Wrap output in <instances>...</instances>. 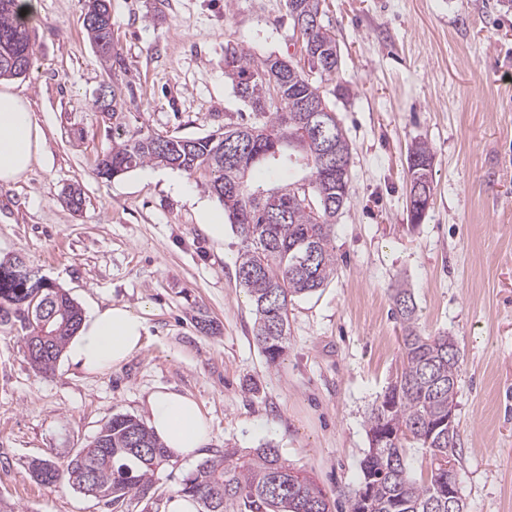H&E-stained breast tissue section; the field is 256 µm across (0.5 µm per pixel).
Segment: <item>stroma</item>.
<instances>
[{
	"label": "stroma",
	"mask_w": 512,
	"mask_h": 512,
	"mask_svg": "<svg viewBox=\"0 0 512 512\" xmlns=\"http://www.w3.org/2000/svg\"><path fill=\"white\" fill-rule=\"evenodd\" d=\"M105 68L83 28L84 0H38L27 23L33 65L14 84L44 130L27 177L0 184V261L19 256L80 309L121 301L148 311L147 345L91 375L60 358L34 370L21 331L0 326V501L16 512H111L36 459L66 460L112 416L146 421L159 387L193 396L211 440L171 460L149 497L123 512H166L180 482L224 447L261 444L348 512L369 449L366 418L401 368L390 294L407 281L422 333L460 352L456 421L466 512H512V10L497 0H322L341 63L322 83L351 149V196L333 234L336 272L288 307V348L270 365L236 276L243 243L200 224L202 175L147 166L106 181L112 130L96 100L131 87L125 122L203 137L259 122L224 77V46L306 68L287 0H111ZM428 143L432 196L408 217V151ZM75 186L80 210L66 202Z\"/></svg>",
	"instance_id": "35a3bbf8"
}]
</instances>
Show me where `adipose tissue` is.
<instances>
[{"mask_svg":"<svg viewBox=\"0 0 512 512\" xmlns=\"http://www.w3.org/2000/svg\"><path fill=\"white\" fill-rule=\"evenodd\" d=\"M43 130L26 96L0 81V184L19 181L36 161ZM147 317L121 302L96 304L83 316L66 353L85 372L117 366L146 344ZM149 426L170 459L197 457L210 440V423L190 395L163 387L147 398Z\"/></svg>","mask_w":512,"mask_h":512,"instance_id":"obj_1","label":"adipose tissue"}]
</instances>
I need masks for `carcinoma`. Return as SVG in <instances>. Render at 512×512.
<instances>
[{
  "instance_id": "cac0c4a2",
  "label": "carcinoma",
  "mask_w": 512,
  "mask_h": 512,
  "mask_svg": "<svg viewBox=\"0 0 512 512\" xmlns=\"http://www.w3.org/2000/svg\"><path fill=\"white\" fill-rule=\"evenodd\" d=\"M322 0H288L292 19L321 17ZM100 4L105 19L86 34L100 57L112 59L109 0ZM306 55L318 60L320 76L331 77L340 66L336 35L323 24L301 30ZM26 24L18 21L16 0H0V79L18 78L8 59L32 60ZM224 76L233 93L265 121L204 137H179L130 129L124 124L126 99L112 89L96 104L112 121V149L98 160L97 177L114 179L138 167L163 165L188 175L211 174L207 187L224 206L243 247L236 274L255 307L254 339L268 362L278 363L288 345V304L322 287L336 270L333 226L349 197V178L336 182L324 166L319 143L306 139L312 106L335 113L321 86L303 70L277 57L254 59L243 47H224ZM326 122V136L336 139V151L350 158L348 141L336 138V122ZM425 142L408 152L410 175L415 162H432ZM305 172L281 186L253 183L252 171L274 174L283 166ZM393 313L402 325V369L375 401L367 415L370 440L363 480L349 500V512H448V459L459 463L458 431H448V416L456 410L459 351L447 335H425L417 324L411 290L398 285L391 294ZM82 313L60 288L35 276H21L0 266V325L19 324L24 353L31 347L46 351L29 360L41 373L53 370L63 348L79 328ZM429 450L430 476L410 478L405 452L410 445ZM167 461L166 451L140 421L124 415L109 419L86 447L66 462L45 459L40 484L75 487L85 474L105 502L123 506L129 496H148L154 472ZM177 493L195 499L202 512H331L328 499L306 474L290 467L279 449L268 443L254 453L234 448L199 465L182 480Z\"/></svg>"
}]
</instances>
